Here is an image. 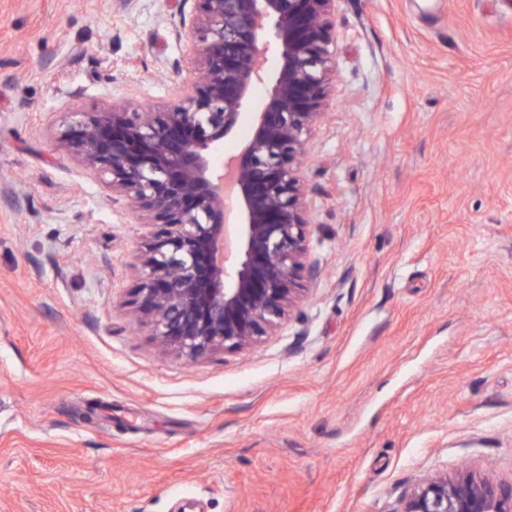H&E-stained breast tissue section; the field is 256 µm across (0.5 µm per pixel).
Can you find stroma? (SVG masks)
Instances as JSON below:
<instances>
[{"mask_svg":"<svg viewBox=\"0 0 512 512\" xmlns=\"http://www.w3.org/2000/svg\"><path fill=\"white\" fill-rule=\"evenodd\" d=\"M185 0H0V512H399L512 483V0H336L315 274L248 349L160 347L147 228L58 145L164 107ZM512 484L488 477L437 473L421 479L399 512H511Z\"/></svg>","mask_w":512,"mask_h":512,"instance_id":"stroma-1","label":"stroma"}]
</instances>
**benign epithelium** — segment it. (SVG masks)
<instances>
[{"instance_id":"obj_1","label":"benign epithelium","mask_w":512,"mask_h":512,"mask_svg":"<svg viewBox=\"0 0 512 512\" xmlns=\"http://www.w3.org/2000/svg\"><path fill=\"white\" fill-rule=\"evenodd\" d=\"M335 2L194 0L181 25L201 81L163 109L70 114L60 146L150 227L133 304L164 348L191 360L243 350L299 311L311 232L300 159L335 80ZM251 105L248 136L214 167ZM400 512H512V485L432 474Z\"/></svg>"}]
</instances>
